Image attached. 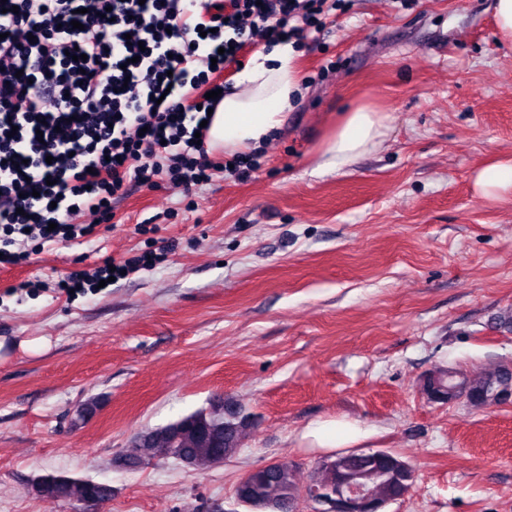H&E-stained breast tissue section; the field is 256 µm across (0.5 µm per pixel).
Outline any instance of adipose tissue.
I'll use <instances>...</instances> for the list:
<instances>
[{
  "label": "adipose tissue",
  "mask_w": 512,
  "mask_h": 512,
  "mask_svg": "<svg viewBox=\"0 0 512 512\" xmlns=\"http://www.w3.org/2000/svg\"><path fill=\"white\" fill-rule=\"evenodd\" d=\"M292 44L274 45L258 53L239 75L233 91L217 102L207 131L209 143L241 151L266 139L281 126L301 95ZM386 115L369 105L345 112L323 143L327 164L351 161L383 136Z\"/></svg>",
  "instance_id": "adipose-tissue-1"
}]
</instances>
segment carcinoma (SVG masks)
<instances>
[{
	"label": "carcinoma",
	"instance_id": "carcinoma-1",
	"mask_svg": "<svg viewBox=\"0 0 512 512\" xmlns=\"http://www.w3.org/2000/svg\"><path fill=\"white\" fill-rule=\"evenodd\" d=\"M511 382L512 372L503 365L478 377L459 376L446 368L426 378L424 391L429 398L444 403L465 392L471 405L482 407L496 390ZM252 427L248 414L226 416L218 410H200L161 428L137 434L133 447L147 457L175 458L199 468L236 455ZM413 480L412 467L392 451H352L316 466L306 495L311 497L318 491L333 500L337 489L361 485L378 506L403 497ZM36 490L43 496L84 505L102 504L112 498L110 485L63 475L41 477ZM300 492L293 465L283 461L248 471L235 489V494L256 505L258 512H294Z\"/></svg>",
	"mask_w": 512,
	"mask_h": 512
}]
</instances>
